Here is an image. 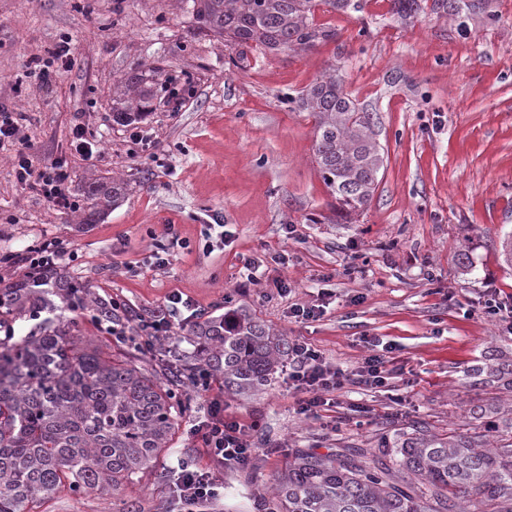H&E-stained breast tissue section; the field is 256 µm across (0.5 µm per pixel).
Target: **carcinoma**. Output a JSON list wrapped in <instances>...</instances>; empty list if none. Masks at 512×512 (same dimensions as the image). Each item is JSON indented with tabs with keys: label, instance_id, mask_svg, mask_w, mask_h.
Listing matches in <instances>:
<instances>
[{
	"label": "carcinoma",
	"instance_id": "carcinoma-1",
	"mask_svg": "<svg viewBox=\"0 0 512 512\" xmlns=\"http://www.w3.org/2000/svg\"><path fill=\"white\" fill-rule=\"evenodd\" d=\"M201 28L237 46L306 51L335 36L312 18L317 3L359 12L362 0H191ZM407 23L422 0H390ZM485 0H432L430 11L451 19L483 8ZM337 69L291 103L312 113L313 154L321 178L349 217L371 202L384 165L376 136L379 113L358 107L343 91ZM152 98L145 72L124 80L112 99V121L130 123ZM126 191L121 179H92L84 221H99ZM121 324L112 304L93 295L61 267L32 269L0 288V322L32 321L19 340L0 337V512H35L66 486L73 493L111 496L169 447L186 408L187 387L201 365L236 394H256L288 357L286 335L239 308L210 315L188 329L190 359L138 369L105 356L82 338L85 316ZM512 391V357L488 368ZM473 412L463 434L440 438L427 430L381 441L380 455L360 448L320 454L299 449L278 478L270 512H512V412L498 415L496 446L488 447Z\"/></svg>",
	"mask_w": 512,
	"mask_h": 512
}]
</instances>
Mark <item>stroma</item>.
Returning a JSON list of instances; mask_svg holds the SVG:
<instances>
[{
	"label": "stroma",
	"mask_w": 512,
	"mask_h": 512,
	"mask_svg": "<svg viewBox=\"0 0 512 512\" xmlns=\"http://www.w3.org/2000/svg\"><path fill=\"white\" fill-rule=\"evenodd\" d=\"M313 23L334 38L296 54L227 45L199 27L184 0H0V104L23 113V148L38 166L67 157L72 194L91 178L127 185L104 220L87 224L82 210L54 209L21 189L12 147L0 149V254L56 238L78 253L71 274L136 313L179 291L206 315L245 307L311 343L330 366L355 369L380 339L405 367L393 393L346 386L319 419L296 414L299 395L280 372L260 395H225V414L258 421V449L249 469L218 473L215 512H255L295 449L375 454L383 437L415 426L445 435L464 427L474 406L507 399L497 380L468 374L512 356V334L478 309L488 288L512 301L501 248L512 234V0H488L461 23L426 9L408 25L390 0H363L362 11L348 13L321 4ZM65 35L77 47L74 67L47 83L26 77L29 58L47 56ZM332 65L352 100L381 116L384 166L371 203L353 218L337 214L314 161L313 117L290 104ZM151 68L148 113L114 123L117 86ZM176 81L194 89L178 107L168 100ZM78 126L98 140L94 158L74 154ZM135 132L143 145L133 144ZM168 224L187 245L159 270L149 256ZM211 224L227 236L210 252ZM250 254L265 258L270 275L286 273L292 291L267 295L247 281L240 258ZM321 303L319 318L289 316L295 305ZM81 333L149 368L187 328L174 325L144 354L91 321ZM395 393L405 406L392 402ZM207 403L193 394L169 450L120 494L65 489L37 512H124L128 504L171 512L178 458L208 464L188 435ZM360 405L370 414L357 413Z\"/></svg>",
	"instance_id": "obj_1"
}]
</instances>
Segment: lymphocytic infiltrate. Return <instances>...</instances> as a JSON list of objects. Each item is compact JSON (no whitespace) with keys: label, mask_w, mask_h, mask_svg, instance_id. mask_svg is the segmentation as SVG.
<instances>
[{"label":"lymphocytic infiltrate","mask_w":512,"mask_h":512,"mask_svg":"<svg viewBox=\"0 0 512 512\" xmlns=\"http://www.w3.org/2000/svg\"><path fill=\"white\" fill-rule=\"evenodd\" d=\"M13 167L18 185L42 198L57 209H78L79 203L69 190L70 171L66 158H57L42 166H34L25 150H17ZM75 254L55 239H44L27 246L22 252L0 256V267L25 266L31 269L57 266L74 261ZM197 314L196 304L183 297L181 292L170 293L162 305L140 318L138 326L151 338L170 335L172 317L181 311ZM391 346L373 349L365 356L357 370L347 371L326 364L321 354L310 343L295 339L288 359L287 380L289 388L299 395L296 412L305 418L317 417L330 405L331 393L349 384L371 389L388 387L396 375L390 367ZM194 386L209 397L205 419L192 421L190 436L202 455L212 463L211 468H201L181 462L177 477V499L183 512H197L198 508L212 505L218 493L214 478L215 469L245 470L250 468L256 448L251 440L255 424H247L224 413V393L215 390L207 370H200Z\"/></svg>","instance_id":"1"}]
</instances>
